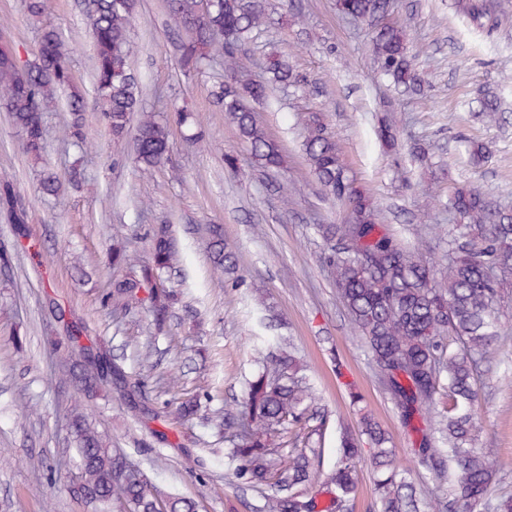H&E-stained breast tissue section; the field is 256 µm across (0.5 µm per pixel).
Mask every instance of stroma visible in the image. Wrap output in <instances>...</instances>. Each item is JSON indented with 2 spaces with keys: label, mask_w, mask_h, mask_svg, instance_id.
I'll list each match as a JSON object with an SVG mask.
<instances>
[{
  "label": "stroma",
  "mask_w": 512,
  "mask_h": 512,
  "mask_svg": "<svg viewBox=\"0 0 512 512\" xmlns=\"http://www.w3.org/2000/svg\"><path fill=\"white\" fill-rule=\"evenodd\" d=\"M267 20L239 53L241 67L262 77L269 61L288 58L299 87L276 89L256 104L259 121L281 147L285 168L266 171L216 103L225 80L221 62L185 71L176 51L181 36L166 0H137L130 41L131 65L147 107L172 120L187 108L210 131L209 146L189 145L186 128L173 124L170 161L144 174L133 162V142L114 141L95 113L87 115L84 148L68 145L58 130L70 115L47 112L48 158L55 169L85 159L79 184L63 183L44 201L40 167L31 165L6 112L0 110V170L16 177L28 213L23 224L0 214V247L12 251L0 266V512H87L67 485L78 473L65 405L72 386L52 387L53 344L79 322L102 339L112 359L130 374L142 411L116 391L89 401L92 423L114 451L139 466L167 493L193 499L197 512H255L262 491L232 478L225 467L224 432L209 422L216 411L238 412L255 360L278 337H287L308 366L317 407L326 419L315 466L336 464L344 430H357L369 414L388 433L399 468L408 470L427 505L444 497L432 476L414 462L419 434L402 424L323 264L319 224H338L343 201L327 195L311 172L297 121L306 109L322 112L336 136L348 174L378 205L380 221L435 268L445 263L454 221L448 195L477 187L512 208V0H495L493 26L479 28L457 13L454 0H391L424 78L421 94L395 91L377 69L367 23L343 18L335 0H263ZM27 0H0V34L20 62L32 60L38 23ZM50 22L73 49L71 70L79 89L91 91L94 62L85 0H52ZM501 103L498 126L475 111L485 91ZM389 116L397 145L385 151L375 129ZM481 141L485 161L472 165L466 139ZM236 159L235 169L224 164ZM170 225L182 250L167 286L182 293L166 332L155 333L146 306L116 313L105 295L114 272L107 251L113 228L131 250L147 254L149 234ZM224 227L244 281L227 284L207 251L210 225ZM503 330L479 366L481 425L477 445L500 467L492 498L512 496V287L502 301ZM344 365L335 373V362ZM355 382L352 405L344 388ZM198 397L203 418L163 422L165 403ZM201 461L195 471L185 455Z\"/></svg>",
  "instance_id": "35a3bbf8"
}]
</instances>
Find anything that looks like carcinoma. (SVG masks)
<instances>
[{
    "label": "carcinoma",
    "mask_w": 512,
    "mask_h": 512,
    "mask_svg": "<svg viewBox=\"0 0 512 512\" xmlns=\"http://www.w3.org/2000/svg\"><path fill=\"white\" fill-rule=\"evenodd\" d=\"M206 2L167 0L171 20L185 33L178 44L182 64L197 71L213 60L212 52L224 55V70L234 76L235 85L230 90L220 86L213 95L250 145L256 162L264 168H279L283 163L279 145L258 123L254 110L244 104L246 98H265L267 86L246 78L237 57L238 49L264 24L263 0H218L210 9ZM458 7L476 25L493 20V12L482 0H464ZM133 8L134 0H88V26L95 51L93 111L100 114L114 139L133 135L135 161L147 173L168 161L173 143L168 124L157 120L145 106L130 70ZM336 9L361 21L388 11L389 0H336ZM372 44L381 71L395 86H420L407 35L399 23L390 21L373 28ZM270 70L272 81L279 85L299 82L284 60L273 61ZM63 94L70 112L63 139L82 145L87 105L73 84L70 50L62 34L51 26L42 28L34 58L24 66L17 63L11 49L0 50V106L21 134L23 153L36 162L43 160L47 140L45 114ZM478 113L488 123L497 122L496 96L485 94ZM301 126L311 171L332 197L347 206L344 223L317 225L326 244L324 263L369 366L394 409L406 423L416 415L430 419L415 454L423 469L448 484L446 497L438 500V510L475 512L482 504L485 512H512L511 497L497 503L489 499L497 468L474 447L478 419L473 411L479 398L477 363L500 336V300L512 274L508 267L512 211L493 206L475 188H456L450 203L457 224L448 238V266L438 275L385 230L373 203L347 175L341 148L323 115L306 111ZM59 189L55 173L41 179L43 197H55ZM0 209L16 224L27 219L14 179L5 171L0 173ZM208 249L213 264L238 281L237 258L224 243L222 225L210 227ZM180 259L178 242L167 225L154 229L145 259L112 237V265L127 269L112 282L108 302L113 311L131 309L141 301L139 292L145 291L152 325L163 330L178 301L177 294L164 286L163 274L176 268ZM78 336V328L67 336L59 363L70 365V372L62 376L91 399L102 390L104 378L90 375L84 367L95 359H106L107 351L78 346ZM300 372L289 351L280 349L266 356L261 372L249 383L241 415L224 414V438L232 446L235 476L271 487L263 496L260 512H344L357 489L360 434L372 445L378 512H421L413 485L395 465L392 449L386 447V432L369 415L360 418L359 433L343 434L336 466L320 488L310 493L317 475L312 460L321 456L316 441L307 438V453H284L289 429L307 425L317 413L314 394ZM67 418L77 444L78 480L83 489L73 496L91 512H112L116 503L123 512H196L194 501L163 497L138 478L123 474L108 436L89 422L81 403L69 405ZM322 493L329 501L320 510L317 496Z\"/></svg>",
    "instance_id": "carcinoma-1"
}]
</instances>
